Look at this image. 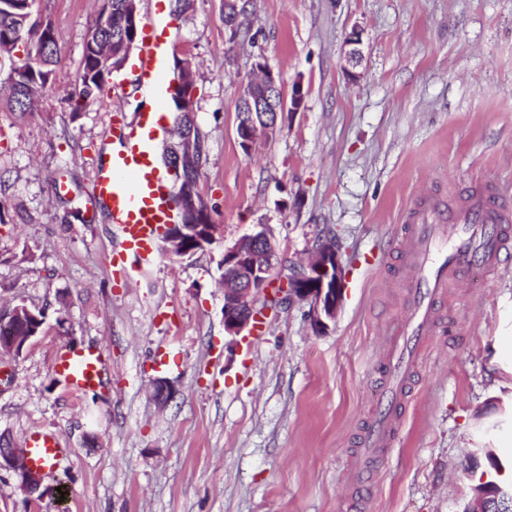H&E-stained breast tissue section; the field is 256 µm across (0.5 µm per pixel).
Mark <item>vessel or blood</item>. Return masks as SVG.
I'll return each instance as SVG.
<instances>
[{
	"mask_svg": "<svg viewBox=\"0 0 512 512\" xmlns=\"http://www.w3.org/2000/svg\"><path fill=\"white\" fill-rule=\"evenodd\" d=\"M142 50L137 58L140 80L146 81L158 100L171 92L164 50L153 24L141 32ZM165 111L156 108L138 113L134 122L113 121L107 133L121 149L111 163L95 173L99 200L105 203L118 231L112 250L113 268H126L129 259L151 265L157 243L177 220L168 180L154 162L156 140L164 127ZM495 185H488L464 207L444 211L429 202L409 210L399 249L404 254L406 282L412 309L406 320L388 333L390 374L378 396L380 410L367 426L362 444L374 454L390 445L396 430V409L401 402L408 373L420 356L419 337L428 336L437 300L462 282L464 269L482 275L498 273L512 256V233L506 225L512 214L500 209ZM56 371L69 379L72 391L81 395L101 384L105 365L99 351H67L55 359ZM25 452L32 469L43 472L65 453L51 433L29 436Z\"/></svg>",
	"mask_w": 512,
	"mask_h": 512,
	"instance_id": "obj_1",
	"label": "vessel or blood"
}]
</instances>
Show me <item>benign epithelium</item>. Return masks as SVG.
Returning a JSON list of instances; mask_svg holds the SVG:
<instances>
[{
  "label": "benign epithelium",
  "mask_w": 512,
  "mask_h": 512,
  "mask_svg": "<svg viewBox=\"0 0 512 512\" xmlns=\"http://www.w3.org/2000/svg\"><path fill=\"white\" fill-rule=\"evenodd\" d=\"M236 0H224V27L232 38L240 35L233 7ZM126 15L129 23L123 35L120 50L112 56L113 62L101 60L99 68L112 73L120 70L138 43L140 27L136 0H126ZM280 75L268 65L257 61L254 77L244 86L238 102L237 135L240 145L247 150L260 134H273L277 123L260 128L254 123L251 112L268 108L274 114L298 111L303 104L302 89L296 88L291 100H286L282 91ZM185 118L181 122L180 136L175 143L168 144L177 167L193 161L194 147L199 131L191 118L192 108L179 102ZM216 224H173L164 235L166 249L179 252L180 256H191L216 241ZM277 250L269 231L264 225L246 234L233 246L224 249V274L237 284L235 288L224 289V331L231 337V344H237L235 337L243 332H253L258 312L257 304L273 297L270 284L275 280ZM344 270L335 244L324 242L312 249L306 264L289 269L288 276L282 277L283 289L288 291L287 301L307 302L311 307L312 326L317 332L328 327L336 319L342 300ZM42 321L36 310L25 304L9 309L0 308V354L7 352L15 356L22 354L27 343L35 337V324ZM155 400L166 403L177 391L165 378L152 383ZM6 465L18 471L22 477V489L34 490L40 477L34 473L24 453L17 448L0 449V467ZM495 496L499 505H512V485L496 482L481 483L472 487V496L466 505V512H486V501Z\"/></svg>",
  "instance_id": "obj_1"
}]
</instances>
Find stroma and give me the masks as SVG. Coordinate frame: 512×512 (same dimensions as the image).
Masks as SVG:
<instances>
[{"label": "stroma", "instance_id": "1", "mask_svg": "<svg viewBox=\"0 0 512 512\" xmlns=\"http://www.w3.org/2000/svg\"><path fill=\"white\" fill-rule=\"evenodd\" d=\"M101 0H36L54 25L56 78L29 112L0 71V307L45 321L19 357H0V438L55 434L68 454L40 489L0 469V512H461L471 485L512 457V265L449 289L421 349L400 434L364 485L359 436L386 373L385 331L404 318L402 217L419 198L464 204L494 180L512 209V0H249V38L224 28V0L173 14L138 0L188 62L206 156L197 191L223 235L147 271L113 273L116 229L94 170L112 118L141 107L138 80L112 73L103 96L69 97ZM362 31L361 55L346 37ZM301 86L302 108L243 150L238 98L256 57ZM65 192H57V184ZM266 225L283 266L335 242L343 300L324 332L310 306L265 308L262 340L229 348L224 250ZM96 348L102 388L72 395L54 369ZM177 394L161 405L152 379Z\"/></svg>", "mask_w": 512, "mask_h": 512}]
</instances>
